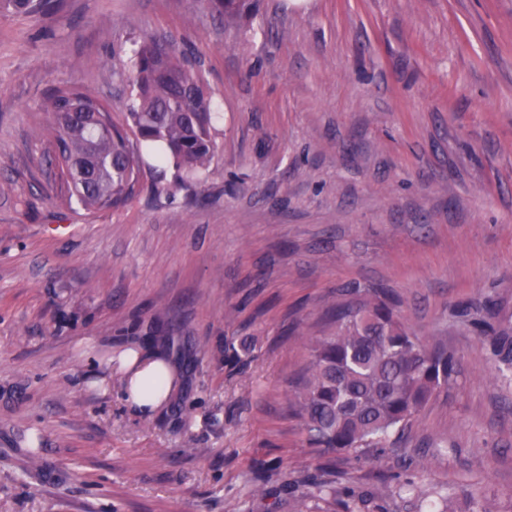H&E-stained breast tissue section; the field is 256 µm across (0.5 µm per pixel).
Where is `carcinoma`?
<instances>
[{
    "label": "carcinoma",
    "instance_id": "obj_1",
    "mask_svg": "<svg viewBox=\"0 0 512 512\" xmlns=\"http://www.w3.org/2000/svg\"><path fill=\"white\" fill-rule=\"evenodd\" d=\"M42 0H0V7L30 12ZM209 9L243 20L251 0H206ZM134 97L129 118L134 132L151 144L160 161L169 160L184 183L202 173L215 149L211 97L199 78L168 45L139 46L130 74ZM75 87H57L45 97L56 127L59 166L71 195L87 210L117 209L127 202L140 172L141 155L127 133L113 126L99 133L94 115L112 123L109 110L82 104ZM496 302L487 297L472 324L489 342L504 379L512 378V325L497 320ZM332 332L311 348L296 382L293 407L304 422L307 443L321 456L381 448L411 425L440 390L456 380L448 350L428 345L405 325L388 295L343 302L330 314ZM335 493L326 482L295 500L293 512H325L320 503ZM368 500L348 490L341 512H365ZM444 512H489L483 495L472 490L448 495Z\"/></svg>",
    "mask_w": 512,
    "mask_h": 512
}]
</instances>
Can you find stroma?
Listing matches in <instances>:
<instances>
[{
    "label": "stroma",
    "instance_id": "stroma-1",
    "mask_svg": "<svg viewBox=\"0 0 512 512\" xmlns=\"http://www.w3.org/2000/svg\"><path fill=\"white\" fill-rule=\"evenodd\" d=\"M170 44L218 114L184 186L145 164L116 210L70 199L46 93L126 130L132 54ZM389 292L456 382L394 449L320 457L291 407L348 289ZM512 314V0H53L0 15V512H290L329 482L371 512L512 501V382L460 309ZM158 346L134 412L106 362ZM39 447H32V438ZM38 449V466L30 451ZM418 489L394 480L404 464ZM209 9L216 12L224 18L243 20L251 12L250 0H206ZM118 370L125 376L127 403L141 414H154L177 389L173 366L159 350H128ZM147 387L143 392L142 388ZM442 512H491L483 495L473 490L448 495V506Z\"/></svg>",
    "mask_w": 512,
    "mask_h": 512
}]
</instances>
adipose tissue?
<instances>
[{"label":"adipose tissue","mask_w":512,"mask_h":512,"mask_svg":"<svg viewBox=\"0 0 512 512\" xmlns=\"http://www.w3.org/2000/svg\"><path fill=\"white\" fill-rule=\"evenodd\" d=\"M127 403L143 414L160 410L177 388L176 371L158 350L126 351L119 367Z\"/></svg>","instance_id":"1"}]
</instances>
